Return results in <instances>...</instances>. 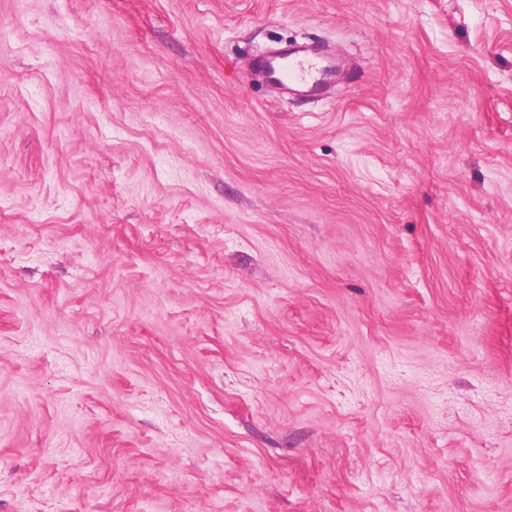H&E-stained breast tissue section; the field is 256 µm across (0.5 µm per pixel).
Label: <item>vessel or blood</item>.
<instances>
[{"mask_svg": "<svg viewBox=\"0 0 512 512\" xmlns=\"http://www.w3.org/2000/svg\"><path fill=\"white\" fill-rule=\"evenodd\" d=\"M259 67L276 89L315 100L334 87L337 79L335 61L311 46L291 47L264 57Z\"/></svg>", "mask_w": 512, "mask_h": 512, "instance_id": "1", "label": "vessel or blood"}]
</instances>
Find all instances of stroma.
<instances>
[{
  "label": "stroma",
  "instance_id": "obj_1",
  "mask_svg": "<svg viewBox=\"0 0 512 512\" xmlns=\"http://www.w3.org/2000/svg\"><path fill=\"white\" fill-rule=\"evenodd\" d=\"M0 512H512V0H0ZM259 69L277 90L315 100L321 99L327 89L336 85V62L311 46L288 47L263 57L259 61Z\"/></svg>",
  "mask_w": 512,
  "mask_h": 512
}]
</instances>
